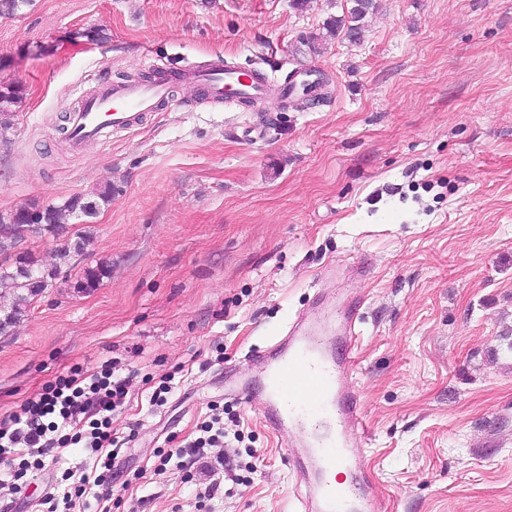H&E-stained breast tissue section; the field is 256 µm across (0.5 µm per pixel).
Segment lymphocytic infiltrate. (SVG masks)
Here are the masks:
<instances>
[{
	"mask_svg": "<svg viewBox=\"0 0 512 512\" xmlns=\"http://www.w3.org/2000/svg\"><path fill=\"white\" fill-rule=\"evenodd\" d=\"M129 388V377L117 374L115 364L90 377L73 367L0 419V455L21 447L29 457H46L79 443L102 451L112 444L110 416L124 405ZM51 415L58 423L45 426Z\"/></svg>",
	"mask_w": 512,
	"mask_h": 512,
	"instance_id": "1",
	"label": "lymphocytic infiltrate"
}]
</instances>
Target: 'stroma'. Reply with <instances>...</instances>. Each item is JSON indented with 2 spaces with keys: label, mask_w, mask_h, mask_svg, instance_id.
<instances>
[{
  "label": "stroma",
  "mask_w": 512,
  "mask_h": 512,
  "mask_svg": "<svg viewBox=\"0 0 512 512\" xmlns=\"http://www.w3.org/2000/svg\"><path fill=\"white\" fill-rule=\"evenodd\" d=\"M349 0H32L0 18V216L79 195L90 231L54 287L0 335V417L71 367L134 376L110 427L112 485L73 446L29 468L0 456V512H297L287 450L259 401L224 392L296 311L364 300L348 382L368 429L360 468L387 512H512V0H379L360 42L325 24ZM225 61L274 85L312 68L318 103L201 100ZM157 70L170 104L73 147L74 88ZM111 264L94 290L74 282ZM229 462L207 496L177 451L215 406Z\"/></svg>",
  "instance_id": "1"
}]
</instances>
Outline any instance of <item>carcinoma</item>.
I'll return each mask as SVG.
<instances>
[{
	"label": "carcinoma",
	"instance_id": "cac0c4a2",
	"mask_svg": "<svg viewBox=\"0 0 512 512\" xmlns=\"http://www.w3.org/2000/svg\"><path fill=\"white\" fill-rule=\"evenodd\" d=\"M353 6L348 14L332 18L326 26L332 33L344 34L351 42H358L363 37L364 20L376 9V0H351ZM22 100L21 90L16 86L0 87V119L8 124L7 117L11 109ZM112 197V186L108 185L98 191L97 200L86 201L80 196H74L60 205L45 208L33 206L31 209L20 210L9 218L0 217V233L10 231L13 224H33L39 233L55 238L65 228V220L78 214L90 217L94 214L98 202H107ZM91 233L77 236L74 243L64 242L57 250L59 263L66 264L72 258V253H82L90 242ZM58 269H41L28 253L16 255L14 262L0 261V297H11V302L0 307V334L4 335L14 327L27 313L31 300L52 285ZM110 272L106 261H99L83 270L76 282V287L90 291L100 284Z\"/></svg>",
	"mask_w": 512,
	"mask_h": 512
}]
</instances>
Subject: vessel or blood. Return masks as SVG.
<instances>
[{
  "label": "vessel or blood",
  "instance_id": "1",
  "mask_svg": "<svg viewBox=\"0 0 512 512\" xmlns=\"http://www.w3.org/2000/svg\"><path fill=\"white\" fill-rule=\"evenodd\" d=\"M191 79L213 99L247 103L263 100L268 93L263 76L245 78L221 65L196 70ZM167 96L161 78L103 86L85 95L72 112L70 139L79 147L130 129L140 114L154 110ZM362 306L359 295L342 298L332 337L315 333L308 313H299L284 335L273 337L250 358L266 391L264 425L300 436L288 451L297 483L305 488L297 497L300 512H385L383 502L370 492L369 475L358 467L359 450L365 445L362 402L347 384ZM334 468L349 470V478L331 482L328 473Z\"/></svg>",
  "mask_w": 512,
  "mask_h": 512
}]
</instances>
